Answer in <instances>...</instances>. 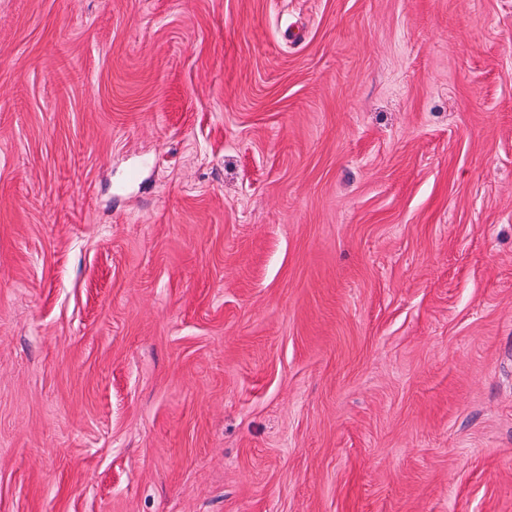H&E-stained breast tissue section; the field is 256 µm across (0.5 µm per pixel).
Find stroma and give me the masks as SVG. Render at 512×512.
<instances>
[{
	"mask_svg": "<svg viewBox=\"0 0 512 512\" xmlns=\"http://www.w3.org/2000/svg\"><path fill=\"white\" fill-rule=\"evenodd\" d=\"M0 512H512V0H0Z\"/></svg>",
	"mask_w": 512,
	"mask_h": 512,
	"instance_id": "obj_1",
	"label": "stroma"
}]
</instances>
